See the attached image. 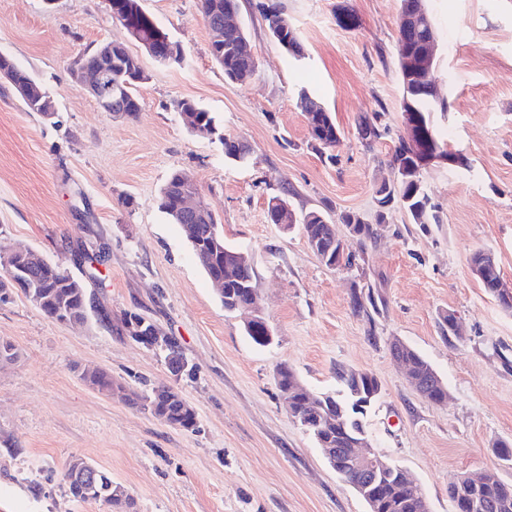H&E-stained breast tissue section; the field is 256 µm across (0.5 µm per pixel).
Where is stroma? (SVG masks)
<instances>
[{"mask_svg": "<svg viewBox=\"0 0 512 512\" xmlns=\"http://www.w3.org/2000/svg\"><path fill=\"white\" fill-rule=\"evenodd\" d=\"M262 0H239L258 69L225 79L210 55L199 0H141L185 59L160 64L128 42L105 0H0V54L46 91L55 114L26 109L0 80V253L21 246L85 280L97 303L81 323L44 315L19 288L0 302V512H109L75 501L61 474L79 457L108 473L134 512H368L288 413L276 369L288 364L313 393L336 388L337 369L373 375L381 393L364 425L375 451L424 491L430 512H454L448 484L489 471L512 484L495 445L512 444V313L470 268L494 254L512 284V0H427L439 34L437 117L465 168L423 172L435 224L401 206L378 223L375 186L403 130L396 37L399 0H278L303 46L295 61L270 36ZM345 5L357 25L336 24ZM106 41L127 42L149 74L137 117L104 112L71 71ZM307 89L336 119L330 155L310 147ZM187 99L213 112L219 136L190 131L176 109ZM382 113L388 133L372 144L360 117ZM245 142L250 160L225 159L220 136ZM190 174L218 217L224 240L247 250L274 341L255 344L240 313L225 311L179 225L159 210L169 176ZM292 191L294 208L318 209L347 236L352 263L325 266L301 227L273 224L268 203ZM372 225L350 236L341 214ZM99 255L75 265L74 250ZM378 298L355 312L353 296ZM453 312L460 335L444 336ZM151 321L186 359L173 374L163 355L127 336L124 313ZM418 351L448 397H422L390 344ZM96 367L126 397L90 388ZM175 388L194 408L184 430L144 410L152 389Z\"/></svg>", "mask_w": 512, "mask_h": 512, "instance_id": "1", "label": "stroma"}]
</instances>
